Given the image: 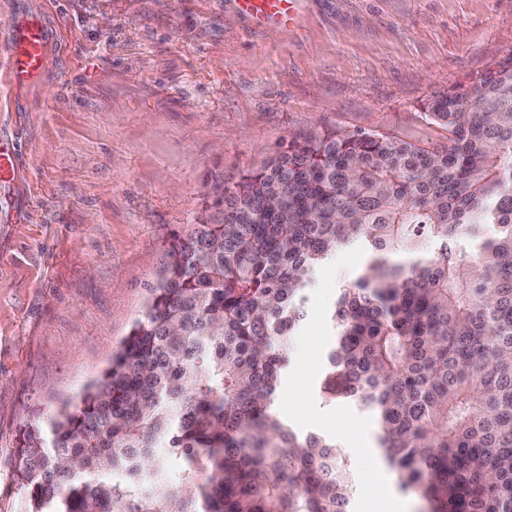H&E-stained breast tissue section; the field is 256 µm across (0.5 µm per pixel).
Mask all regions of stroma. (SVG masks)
Instances as JSON below:
<instances>
[{
	"label": "stroma",
	"instance_id": "stroma-1",
	"mask_svg": "<svg viewBox=\"0 0 512 512\" xmlns=\"http://www.w3.org/2000/svg\"><path fill=\"white\" fill-rule=\"evenodd\" d=\"M27 17L45 30L43 71L16 88L0 68V145L17 160L0 182V512L23 508L19 426L111 365L220 180L327 129L446 144L427 103L512 55V0H299L290 28L251 26L234 0H0V50ZM364 260L350 246L316 270L291 350L304 386L277 401L293 429L342 446L350 512L367 468L353 439L376 425L313 386L330 305Z\"/></svg>",
	"mask_w": 512,
	"mask_h": 512
}]
</instances>
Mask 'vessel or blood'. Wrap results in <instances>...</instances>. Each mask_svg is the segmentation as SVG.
I'll return each mask as SVG.
<instances>
[{
	"label": "vessel or blood",
	"instance_id": "obj_1",
	"mask_svg": "<svg viewBox=\"0 0 512 512\" xmlns=\"http://www.w3.org/2000/svg\"><path fill=\"white\" fill-rule=\"evenodd\" d=\"M297 0H237L240 12L263 26L291 27L298 16ZM45 35L39 19L27 18L14 27L11 42L0 54L15 85H26L42 68Z\"/></svg>",
	"mask_w": 512,
	"mask_h": 512
}]
</instances>
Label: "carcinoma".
Returning <instances> with one entry per match:
<instances>
[{"instance_id": "cac0c4a2", "label": "carcinoma", "mask_w": 512, "mask_h": 512, "mask_svg": "<svg viewBox=\"0 0 512 512\" xmlns=\"http://www.w3.org/2000/svg\"><path fill=\"white\" fill-rule=\"evenodd\" d=\"M426 116L448 144L329 130L221 185L112 364L20 428L26 512H348L338 444L275 399L314 270L354 244L320 396L372 412L420 512H512V56Z\"/></svg>"}]
</instances>
